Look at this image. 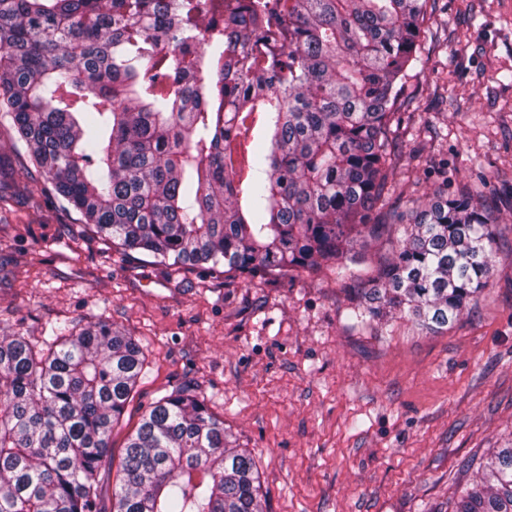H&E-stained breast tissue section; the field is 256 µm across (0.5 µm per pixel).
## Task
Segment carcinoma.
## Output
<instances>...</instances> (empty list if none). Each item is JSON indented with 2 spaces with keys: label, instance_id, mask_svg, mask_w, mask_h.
Wrapping results in <instances>:
<instances>
[{
  "label": "carcinoma",
  "instance_id": "1",
  "mask_svg": "<svg viewBox=\"0 0 512 512\" xmlns=\"http://www.w3.org/2000/svg\"><path fill=\"white\" fill-rule=\"evenodd\" d=\"M437 0H0V111L41 187L112 246L261 277L330 263L364 324L427 331L489 286L487 184L389 208L409 70ZM373 270L356 247L391 236ZM145 363L107 322L0 336V512H101ZM191 388L128 434L112 512H263L256 462ZM453 512H512V448Z\"/></svg>",
  "mask_w": 512,
  "mask_h": 512
}]
</instances>
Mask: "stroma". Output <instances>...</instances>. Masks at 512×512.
Wrapping results in <instances>:
<instances>
[{"label":"stroma","instance_id":"35a3bbf8","mask_svg":"<svg viewBox=\"0 0 512 512\" xmlns=\"http://www.w3.org/2000/svg\"><path fill=\"white\" fill-rule=\"evenodd\" d=\"M407 92L393 202L484 180L505 220L490 288L448 326L353 325L326 268L250 281L117 250L74 209L32 207L24 150L2 133L0 334L102 320L139 340L114 459L144 409L188 384L254 454L264 512H446L512 447V0H438Z\"/></svg>","mask_w":512,"mask_h":512}]
</instances>
